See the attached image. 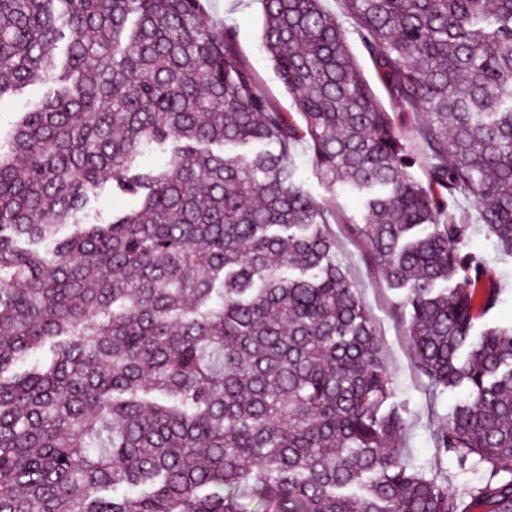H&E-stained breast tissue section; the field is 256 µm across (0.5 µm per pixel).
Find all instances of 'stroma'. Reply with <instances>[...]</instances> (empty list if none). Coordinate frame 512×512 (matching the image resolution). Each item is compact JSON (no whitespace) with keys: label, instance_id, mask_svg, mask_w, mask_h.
<instances>
[{"label":"stroma","instance_id":"obj_1","mask_svg":"<svg viewBox=\"0 0 512 512\" xmlns=\"http://www.w3.org/2000/svg\"><path fill=\"white\" fill-rule=\"evenodd\" d=\"M208 11L218 23L234 28L236 56L255 72L260 89L272 105L284 112L292 111L291 97L276 78L268 58L259 47L261 0H208ZM293 158L300 177L336 214V222L330 230L336 238L337 259L373 313L382 353L397 380V400L409 409L408 428L402 445L416 464H428L434 455L431 433L440 419L451 412L462 393L455 390L438 397L432 396L425 384L416 377L406 325L397 316L402 297L399 292L387 287L376 267L366 262L363 243L354 239L347 229L348 222L359 218L363 211L359 196L337 186L327 187L317 178L312 169V151L308 142L295 145ZM469 249L484 259L493 285L501 292L499 305L482 319V326L511 321L512 258L499 256L484 231L478 227L471 231Z\"/></svg>","mask_w":512,"mask_h":512}]
</instances>
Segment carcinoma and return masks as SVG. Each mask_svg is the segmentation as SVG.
I'll use <instances>...</instances> for the list:
<instances>
[{
    "mask_svg": "<svg viewBox=\"0 0 512 512\" xmlns=\"http://www.w3.org/2000/svg\"><path fill=\"white\" fill-rule=\"evenodd\" d=\"M341 4L394 111L321 0H262L298 123L205 0H0V101L56 76L0 135V512H512V322L476 330L499 291L448 212L512 257V0ZM303 139L429 391L467 390L428 466Z\"/></svg>",
    "mask_w": 512,
    "mask_h": 512,
    "instance_id": "cac0c4a2",
    "label": "carcinoma"
}]
</instances>
